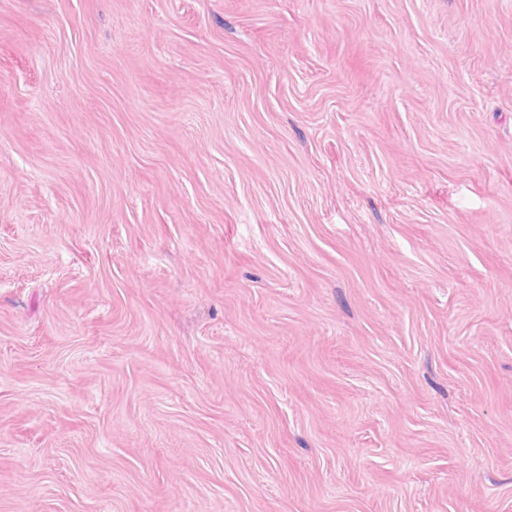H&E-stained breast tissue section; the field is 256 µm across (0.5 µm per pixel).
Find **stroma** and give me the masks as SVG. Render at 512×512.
<instances>
[{
  "mask_svg": "<svg viewBox=\"0 0 512 512\" xmlns=\"http://www.w3.org/2000/svg\"><path fill=\"white\" fill-rule=\"evenodd\" d=\"M0 512H512V0H0Z\"/></svg>",
  "mask_w": 512,
  "mask_h": 512,
  "instance_id": "obj_1",
  "label": "stroma"
}]
</instances>
